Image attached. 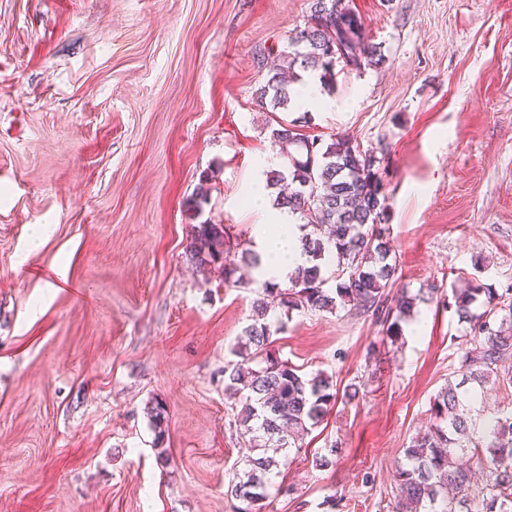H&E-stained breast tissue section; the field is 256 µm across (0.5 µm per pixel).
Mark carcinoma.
<instances>
[{
    "mask_svg": "<svg viewBox=\"0 0 512 512\" xmlns=\"http://www.w3.org/2000/svg\"><path fill=\"white\" fill-rule=\"evenodd\" d=\"M383 62L367 43L365 27L345 0H310L309 21L295 34L288 49L267 67L257 100L263 108L286 110L294 99L292 81L300 72H316L328 85L336 65L359 68ZM271 139L285 147V171H271L278 186L275 203L300 217V243L307 264L295 268L282 289L272 281L254 301V314L243 329V340L224 365V392L241 397L234 422L261 453L247 457L227 485L231 497L247 503L241 512H262L271 497L273 473L288 461L287 450L301 441L332 409L338 398L349 401L361 384L344 395L324 372L307 377L286 360L268 355L271 337L283 328L269 318L278 310L327 312L350 308L369 313L392 341L402 336L401 322L420 303L433 299V289L396 288L400 279L394 241L388 224V196L379 173L381 159L352 138L340 136L328 144L281 123ZM190 265L216 274L224 284H237L241 264L260 267L250 248L233 242L224 224H196L186 246ZM490 289L479 285L454 290L459 320L472 325L475 349L461 356L458 367L431 405L433 424L416 434L404 450L405 463L396 471L395 512H512V407L483 414L484 389L512 388V299L507 297L475 315L472 304ZM156 443L163 442L166 411L150 410ZM477 459L482 478L461 456Z\"/></svg>",
    "mask_w": 512,
    "mask_h": 512,
    "instance_id": "1",
    "label": "carcinoma"
}]
</instances>
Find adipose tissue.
<instances>
[{
	"instance_id": "ef3b65f1",
	"label": "adipose tissue",
	"mask_w": 512,
	"mask_h": 512,
	"mask_svg": "<svg viewBox=\"0 0 512 512\" xmlns=\"http://www.w3.org/2000/svg\"><path fill=\"white\" fill-rule=\"evenodd\" d=\"M272 218L276 223L275 230L263 232L258 237L262 254L260 272L262 278L279 281L302 264L305 257L297 245L288 212H275Z\"/></svg>"
}]
</instances>
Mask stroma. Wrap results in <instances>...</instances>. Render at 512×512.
Segmentation results:
<instances>
[{
	"label": "stroma",
	"instance_id": "1",
	"mask_svg": "<svg viewBox=\"0 0 512 512\" xmlns=\"http://www.w3.org/2000/svg\"><path fill=\"white\" fill-rule=\"evenodd\" d=\"M349 5L382 64L337 66L333 108L271 113L260 61L308 0H0V512H240L224 366L264 282L182 253L204 221L256 248L243 190L284 162L271 127L304 114L306 136L383 158L401 282L441 299L395 342L367 314L285 319L274 356L362 388L264 512H392L403 450L473 346L453 289L512 288V0Z\"/></svg>",
	"mask_w": 512,
	"mask_h": 512
}]
</instances>
